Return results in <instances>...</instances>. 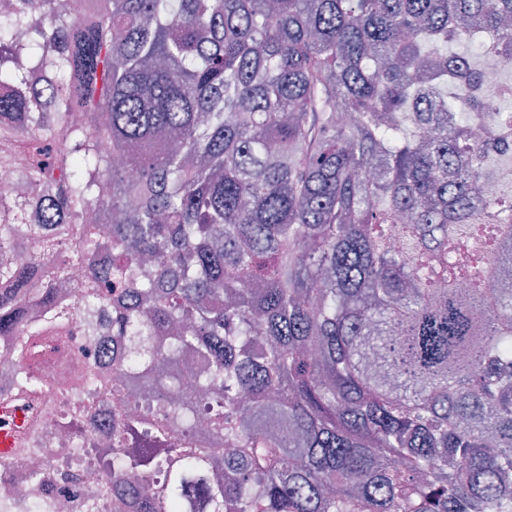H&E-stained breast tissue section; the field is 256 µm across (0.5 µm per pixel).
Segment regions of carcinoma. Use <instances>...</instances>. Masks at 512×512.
<instances>
[{
    "label": "carcinoma",
    "mask_w": 512,
    "mask_h": 512,
    "mask_svg": "<svg viewBox=\"0 0 512 512\" xmlns=\"http://www.w3.org/2000/svg\"><path fill=\"white\" fill-rule=\"evenodd\" d=\"M509 47L512 0L0 17V164L31 189L0 188V335L31 353L26 302L75 327L54 305L80 267L83 307L134 343L98 449L113 508L512 512V197H480L507 148L473 132L512 127L474 100ZM26 238L60 256L52 278L17 260ZM190 352L202 397L175 383ZM131 470L148 496L121 490Z\"/></svg>",
    "instance_id": "cac0c4a2"
}]
</instances>
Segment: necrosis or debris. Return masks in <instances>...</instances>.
Listing matches in <instances>:
<instances>
[{
  "instance_id": "4bbe7bcc",
  "label": "necrosis or debris",
  "mask_w": 512,
  "mask_h": 512,
  "mask_svg": "<svg viewBox=\"0 0 512 512\" xmlns=\"http://www.w3.org/2000/svg\"><path fill=\"white\" fill-rule=\"evenodd\" d=\"M80 275H73L57 290L59 304L71 308L77 327L51 330L33 337L32 354L19 364L42 388L25 394L14 388V358L0 337V407L26 412V439L20 454L0 458V512H31L37 501L48 502V512H80L83 502L104 498L111 475L94 459L102 447L99 435L88 433V419L111 426L118 409L114 362L123 358L131 344L113 341L99 329L86 336L91 319L79 303ZM57 472V480L45 487L31 481L32 470Z\"/></svg>"
}]
</instances>
